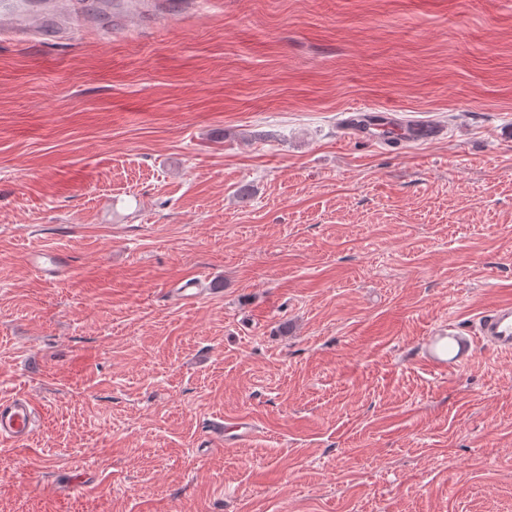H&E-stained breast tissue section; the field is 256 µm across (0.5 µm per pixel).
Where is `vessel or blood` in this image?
Listing matches in <instances>:
<instances>
[{"label": "vessel or blood", "instance_id": "1", "mask_svg": "<svg viewBox=\"0 0 512 512\" xmlns=\"http://www.w3.org/2000/svg\"><path fill=\"white\" fill-rule=\"evenodd\" d=\"M135 8L148 10L147 0H111L95 18L83 13L79 0H43V6L38 10H0V37L26 40L39 36L56 40L84 29L108 32L124 27ZM340 124L348 139L366 142H432L445 134L444 127L435 123L418 126L400 123L387 109L375 111L355 107L343 112ZM202 286L199 277H189L174 286L172 295L179 303L190 305L198 302ZM479 344L501 353L512 352L511 304L481 312L471 328L463 329L452 324L433 330L423 340L422 357L434 372L444 374L449 363L466 358L468 352ZM37 419L38 411L25 393L1 396L0 443L14 448L24 447ZM252 433L251 424L240 421L225 426L220 432L207 431L203 445L208 448L222 442L239 444Z\"/></svg>", "mask_w": 512, "mask_h": 512}]
</instances>
